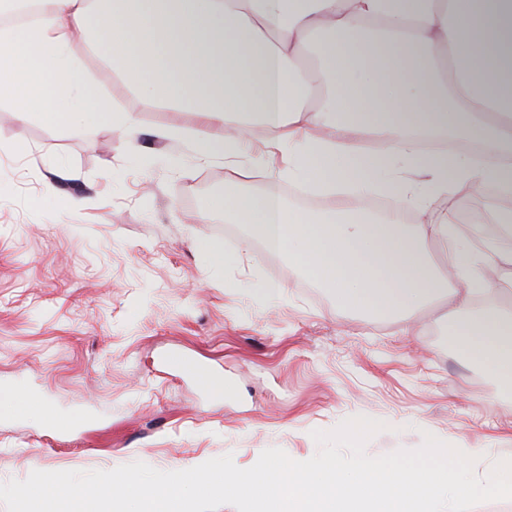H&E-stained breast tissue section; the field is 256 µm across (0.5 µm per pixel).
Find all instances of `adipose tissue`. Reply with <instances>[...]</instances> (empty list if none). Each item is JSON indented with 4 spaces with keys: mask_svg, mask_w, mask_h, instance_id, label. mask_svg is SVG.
Wrapping results in <instances>:
<instances>
[{
    "mask_svg": "<svg viewBox=\"0 0 512 512\" xmlns=\"http://www.w3.org/2000/svg\"><path fill=\"white\" fill-rule=\"evenodd\" d=\"M36 19L0 28V103L21 120L108 126L134 136L139 113L91 82L78 38L103 48L146 107L196 112L206 157L234 163L264 132L288 166L264 165L258 192L206 198L236 215L338 304L381 316L451 298L467 357L512 396V309L474 312L477 296L512 291V211L492 210L459 243L454 201L512 194V0H40ZM467 136L482 159L420 150L425 132ZM377 155L360 150L365 139ZM336 197L316 213L284 203L281 180ZM400 208L367 211L371 194ZM417 211L420 223L403 213ZM449 246L435 262L430 242Z\"/></svg>",
    "mask_w": 512,
    "mask_h": 512,
    "instance_id": "ef3b65f1",
    "label": "adipose tissue"
}]
</instances>
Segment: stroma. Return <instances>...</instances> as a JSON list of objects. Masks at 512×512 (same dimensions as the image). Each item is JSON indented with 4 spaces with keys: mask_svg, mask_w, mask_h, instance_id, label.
I'll use <instances>...</instances> for the list:
<instances>
[{
    "mask_svg": "<svg viewBox=\"0 0 512 512\" xmlns=\"http://www.w3.org/2000/svg\"><path fill=\"white\" fill-rule=\"evenodd\" d=\"M81 53L141 128L130 139L0 111V393L35 389L52 418L88 419L60 434L0 411V483L226 454L247 468L270 447L304 461L313 430L354 416L386 425L365 446L373 457L418 448L427 432L478 449L480 477L512 456V398L446 343L445 302L412 319L339 305L248 226L203 214L207 197L263 188V136L236 169L203 158L195 139L209 129L195 113L142 108L102 51ZM170 124L190 140L155 136ZM205 238L223 245V263L197 249ZM173 351L190 369L167 365Z\"/></svg>",
    "mask_w": 512,
    "mask_h": 512,
    "instance_id": "35a3bbf8",
    "label": "stroma"
}]
</instances>
